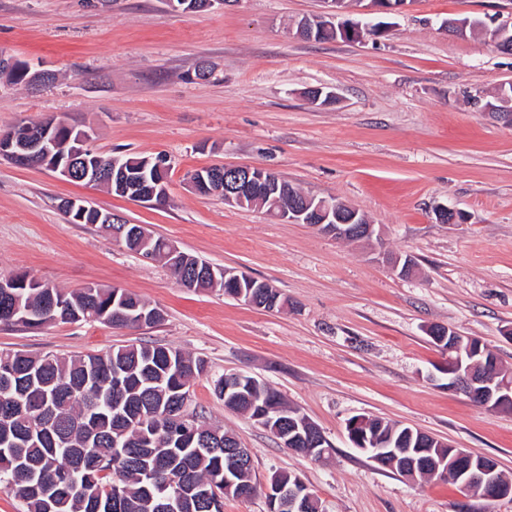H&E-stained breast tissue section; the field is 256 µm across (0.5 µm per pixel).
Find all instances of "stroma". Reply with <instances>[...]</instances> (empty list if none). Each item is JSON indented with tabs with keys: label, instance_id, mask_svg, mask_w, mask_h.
Masks as SVG:
<instances>
[{
	"label": "stroma",
	"instance_id": "1",
	"mask_svg": "<svg viewBox=\"0 0 512 512\" xmlns=\"http://www.w3.org/2000/svg\"><path fill=\"white\" fill-rule=\"evenodd\" d=\"M322 0H231L185 13L168 0H0V53L53 71L31 89L0 78V127L55 117L93 132L104 154H167L165 202L149 204L0 158V278L18 272L70 291L119 287L158 324L0 325V352L101 354L131 344L205 363L190 407L249 448L253 477L300 476L326 512H512L453 484L411 482L370 461L346 430L356 415L392 420L492 458L512 478V411L449 390L435 325L479 338L512 374V126L485 107L512 86V55L491 32L451 35L450 18L512 16V0H415L361 42L293 35ZM215 75L197 80L199 61ZM333 92L327 104L307 93ZM252 165L305 194L344 201L376 224L341 241L265 210L194 191L189 172ZM80 197L143 225L212 265L245 272L288 299L257 308L177 285L163 261L130 252L59 204ZM460 211L437 223L433 209ZM413 270H392L393 258ZM231 372L274 388L332 445L320 461L282 448L225 408L213 382Z\"/></svg>",
	"mask_w": 512,
	"mask_h": 512
}]
</instances>
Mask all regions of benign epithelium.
Returning a JSON list of instances; mask_svg holds the SVG:
<instances>
[{"instance_id":"obj_1","label":"benign epithelium","mask_w":512,"mask_h":512,"mask_svg":"<svg viewBox=\"0 0 512 512\" xmlns=\"http://www.w3.org/2000/svg\"><path fill=\"white\" fill-rule=\"evenodd\" d=\"M414 0H356L363 4L359 9L362 16L379 13H400ZM325 10L319 15L304 20L298 27L303 33L306 25H320L324 28L335 27V20L342 17L348 8V0H323ZM50 129L39 133L26 132L20 138L13 134L0 140V157L6 158L20 166L49 156L57 150L54 137L49 135ZM116 166L99 162L93 170L86 171L83 179L91 182H104L112 179ZM276 173L260 167L250 166H219L217 175L211 177L210 188L215 193L224 194V203H245V197L259 190L265 180H273ZM346 204L341 201L323 199L313 204V199L304 197L291 203V207L281 210V214L291 222H301L302 217L314 214L319 221L317 227L339 239H346L357 233L362 239H370L375 234V225L366 222L354 223V218L343 222L338 214ZM104 224L112 225V235L120 240L126 239L134 245V253L143 251L150 243V234L137 224H129L117 213L108 212L99 216ZM431 336L442 350L448 354V389L465 392L477 406L498 411L512 405V376H490V371L498 367L496 353L475 337L462 336L445 326L429 328ZM363 417H357L348 423V436L354 447L367 453L368 458L384 467L399 470L408 478H415L416 473L433 470L444 476L453 475L460 481L461 488L475 498L485 500H502L512 498V484L505 481L497 471V466L486 464L478 455L448 446V455L433 456L431 448H393L391 441L370 439L359 431ZM273 435L283 447L292 452L308 454L316 458L323 457L327 452V440L318 427L301 426L289 430L277 426L272 429ZM230 455L231 470L246 469L251 465L249 451L237 444L227 449ZM224 491L232 493L238 499H248L254 494L250 483H238L224 477ZM269 512H308L314 499L307 485L299 478L291 484L272 480L265 486Z\"/></svg>"}]
</instances>
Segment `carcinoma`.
Masks as SVG:
<instances>
[{
    "label": "carcinoma",
    "mask_w": 512,
    "mask_h": 512,
    "mask_svg": "<svg viewBox=\"0 0 512 512\" xmlns=\"http://www.w3.org/2000/svg\"><path fill=\"white\" fill-rule=\"evenodd\" d=\"M51 133L57 153L68 154L75 147L74 127L59 123ZM97 156L113 158L124 169L125 177L104 184L117 196H125L130 182L148 188L167 178V172L158 170L161 155L85 153L90 164ZM279 197L281 190L272 189L245 198V204L269 212L278 208ZM149 248L165 260L174 278L192 271L186 258L169 256L162 238L153 239ZM215 274L216 279L202 280L199 286L218 288L230 297L238 294V285L224 278V269ZM135 306L154 310L121 288L66 292L22 284L10 296L0 293V324L29 328L87 322L102 315L115 328H135L137 319L129 317ZM6 360L20 377L11 385L0 381V413L29 392L49 423L48 431L34 434L22 417L11 429L0 425V483L24 501L26 512H166L172 484L179 482L189 484L193 492L176 512H224V470L229 466L224 448L235 442L234 436L200 422L192 441L175 434L169 418L172 408L189 394L190 381L205 371L202 360L149 344L69 358L1 352L0 364ZM117 373L124 379V424L113 415ZM230 381L234 389L226 395L228 408L253 417L254 405L271 400L286 424L305 419L263 381L248 375ZM142 413L152 415L145 436L134 425ZM367 435L391 437L402 448L421 445L418 434L381 419L368 420Z\"/></svg>",
    "instance_id": "carcinoma-1"
}]
</instances>
